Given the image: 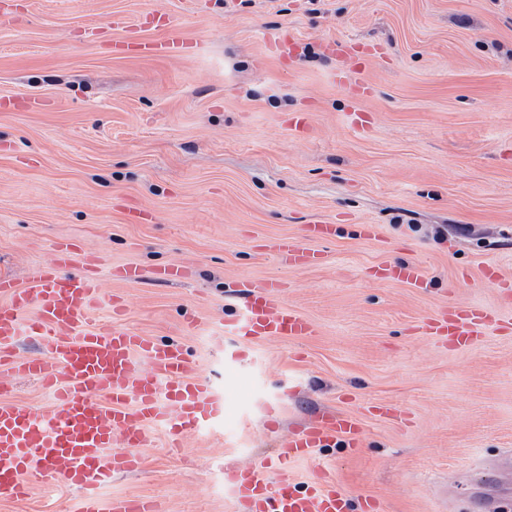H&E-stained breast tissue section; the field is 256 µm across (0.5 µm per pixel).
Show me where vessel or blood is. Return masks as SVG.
<instances>
[{
	"label": "vessel or blood",
	"mask_w": 512,
	"mask_h": 512,
	"mask_svg": "<svg viewBox=\"0 0 512 512\" xmlns=\"http://www.w3.org/2000/svg\"><path fill=\"white\" fill-rule=\"evenodd\" d=\"M112 25L127 32L113 45L118 55L165 59L188 48L171 25L151 41L128 29L123 17H113ZM327 48L349 60L357 90L367 92L362 77L367 60L335 41ZM329 231L324 223L311 224L301 237L276 240L267 249L288 266H313L322 259L314 244ZM377 277L412 288L427 283L417 263L381 266ZM238 286L239 303L224 318L225 335L252 343L312 335L309 320L281 303V282L243 279ZM0 295L8 299L0 306V502L23 500L33 483L42 482L77 490L73 512H162L154 499L109 498L103 489L112 473L140 465L138 451L151 446L156 429L174 441L189 432H208L224 416L223 392L198 376L181 343L161 342L121 325L124 304L102 295L96 257L73 241L54 242L50 260L29 269L26 286L0 276ZM104 304L112 309L108 322L95 315ZM501 325L486 305L450 307L424 323L428 335L465 347ZM21 336L37 341L35 353L17 352ZM142 358L150 370L140 368ZM16 377L38 381L50 397V409L15 400ZM363 439L358 417L327 413L289 434L280 465L311 459L315 449L339 444L355 451ZM266 469L263 462L244 469L225 463L224 487L234 512H378L380 507L373 497L353 507L339 479L326 472L299 485L285 475L270 481Z\"/></svg>",
	"instance_id": "b4317fda"
}]
</instances>
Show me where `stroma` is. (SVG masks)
<instances>
[{
	"instance_id": "35a3bbf8",
	"label": "stroma",
	"mask_w": 512,
	"mask_h": 512,
	"mask_svg": "<svg viewBox=\"0 0 512 512\" xmlns=\"http://www.w3.org/2000/svg\"><path fill=\"white\" fill-rule=\"evenodd\" d=\"M0 13V274L25 284L59 239L99 259L100 288L125 323L188 348L224 390V420L183 439L164 431L118 471L108 496H146L168 512H233L224 462L276 461L279 444L329 409L359 417L358 452L322 448L290 478L334 471L383 512H490L482 493L512 450L510 326L474 347L435 344L426 318L496 305L485 270L512 278V0H7ZM199 44L157 61L116 58L112 15L147 37L145 9ZM295 33L300 58L266 34ZM372 59L370 97L335 82L324 41ZM47 101L44 110L32 99ZM312 115L311 136L289 113ZM151 213L125 223L121 204ZM334 224L321 265L291 269L263 241ZM364 224L378 236H361ZM419 262L421 291L374 279ZM189 267L187 279L124 284L111 267ZM285 283L313 335L231 343L236 280ZM200 314L199 329L184 328ZM390 406L387 415L372 405ZM279 412L271 421L270 409ZM73 490L34 484L0 512H67Z\"/></svg>"
}]
</instances>
